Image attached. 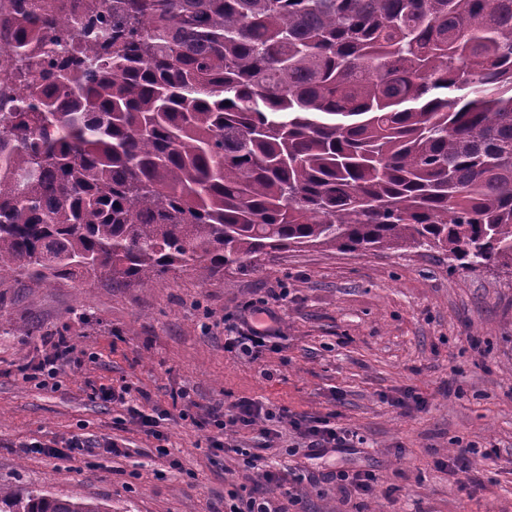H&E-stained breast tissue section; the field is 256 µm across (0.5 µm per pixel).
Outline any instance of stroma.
<instances>
[{
	"label": "stroma",
	"instance_id": "stroma-1",
	"mask_svg": "<svg viewBox=\"0 0 512 512\" xmlns=\"http://www.w3.org/2000/svg\"><path fill=\"white\" fill-rule=\"evenodd\" d=\"M259 301L274 309L278 337L254 360L226 351L228 326ZM50 360L53 387L36 372ZM103 384L129 387L145 413L166 411L159 435L96 397ZM243 397L286 409L288 422L211 448L209 411ZM311 418L355 431L352 450L306 455L290 422ZM76 435L120 452L63 451ZM35 441L44 453H23ZM466 446L491 453L449 476V455ZM341 469L372 471L374 494L344 492ZM266 470L287 472L300 503ZM0 485L108 512H224L249 493L288 512H512V271L455 270L436 250L306 247L144 288L2 275Z\"/></svg>",
	"mask_w": 512,
	"mask_h": 512
}]
</instances>
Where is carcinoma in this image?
Returning <instances> with one entry per match:
<instances>
[{
    "label": "carcinoma",
    "instance_id": "obj_1",
    "mask_svg": "<svg viewBox=\"0 0 512 512\" xmlns=\"http://www.w3.org/2000/svg\"><path fill=\"white\" fill-rule=\"evenodd\" d=\"M68 15L83 44L48 34ZM0 275L512 268V0H0ZM0 512H107L0 488Z\"/></svg>",
    "mask_w": 512,
    "mask_h": 512
}]
</instances>
